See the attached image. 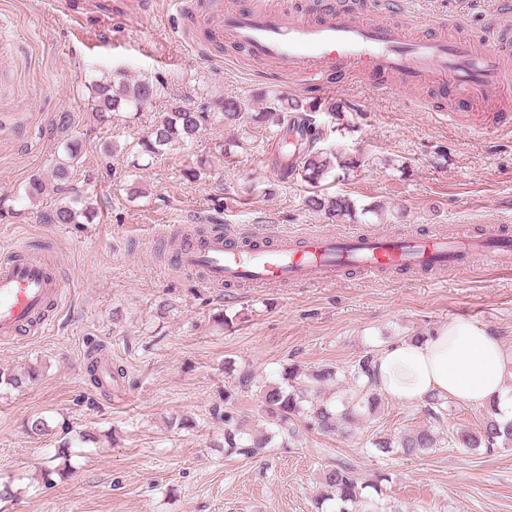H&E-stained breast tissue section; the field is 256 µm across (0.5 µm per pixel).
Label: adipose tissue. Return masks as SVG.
<instances>
[{
  "label": "adipose tissue",
  "instance_id": "1",
  "mask_svg": "<svg viewBox=\"0 0 512 512\" xmlns=\"http://www.w3.org/2000/svg\"><path fill=\"white\" fill-rule=\"evenodd\" d=\"M379 390L407 405L430 396L470 406L496 405L501 421L512 420V350L492 333L454 319L421 339L383 347L376 357Z\"/></svg>",
  "mask_w": 512,
  "mask_h": 512
}]
</instances>
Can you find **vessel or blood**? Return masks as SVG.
I'll list each match as a JSON object with an SVG mask.
<instances>
[{
  "label": "vessel or blood",
  "instance_id": "b4317fda",
  "mask_svg": "<svg viewBox=\"0 0 512 512\" xmlns=\"http://www.w3.org/2000/svg\"><path fill=\"white\" fill-rule=\"evenodd\" d=\"M382 2L379 19L341 0H321L315 10H286L273 0H203L199 12L193 0H173L178 16L194 17L198 35L188 38V47L203 40L236 46L268 75L297 76L319 95L342 68L384 76L387 95L429 87L448 100L449 118L476 137L512 125V0H500L490 43L461 24L449 33L417 32L399 19L405 0ZM474 254L497 269L512 264V230L489 224L470 235L311 231L294 237L219 227L185 238L175 251L178 270L218 291L245 282L330 285L351 267L369 277L385 269L419 273L463 265ZM65 299L62 280L32 244H13L0 255L1 344L48 332L50 308Z\"/></svg>",
  "mask_w": 512,
  "mask_h": 512
}]
</instances>
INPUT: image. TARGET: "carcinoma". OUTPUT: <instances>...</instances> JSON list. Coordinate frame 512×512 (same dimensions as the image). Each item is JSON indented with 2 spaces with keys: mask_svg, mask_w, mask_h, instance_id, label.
<instances>
[{
  "mask_svg": "<svg viewBox=\"0 0 512 512\" xmlns=\"http://www.w3.org/2000/svg\"><path fill=\"white\" fill-rule=\"evenodd\" d=\"M160 86V80L155 77L144 76L129 81L121 77L102 76L90 83L92 111L96 120L104 125H120L131 113H138L150 104L158 96ZM316 112V104L282 92L264 96L263 107L259 109L247 101L232 97L221 100L215 109L202 105L187 107L176 102L151 125L145 136L121 147L114 142L107 143L104 150L108 153L125 151L136 159L143 156L159 159L168 153L186 149L201 132L216 124L236 127L246 135V127L259 123L277 135L288 133V122L296 119L314 128L316 137L309 143L282 140L283 148L300 155V163L297 167L280 166V179L298 178L316 188L341 167L336 149L322 145L336 131V127L327 130L319 125ZM82 152V140L72 137L65 144L62 156L55 160L52 178L57 188L68 192L69 196L44 216L49 224H80L92 213L90 203L69 186ZM305 204L315 212L348 221L357 219L360 212H371L369 208L358 209L356 202L345 195L331 196L318 191L307 196ZM374 361L375 355L367 354L356 360L348 370L346 383L354 397L344 403L340 410L324 400H317L309 407L302 408L306 387L336 385L341 371L333 365H324L308 372L291 366L284 372L282 381L261 387L256 386L250 370L237 371L231 385L224 390L222 405L213 408L216 418L224 422V447L232 454L252 458L271 446L274 434L243 430L235 410L239 397L253 390L261 394V418L269 425L283 429L292 421V417L303 412L309 427L318 432L330 436L347 431L358 422L360 410L375 414L381 408L382 394L375 381ZM449 411L451 406L444 400L430 398L425 402V412L434 421L443 420ZM446 440L425 425L412 428L395 438L378 437L372 444L386 453L396 451L405 456H417L441 447ZM449 440L455 447L469 451L481 448L486 453L498 449L509 450L512 448V421L500 423L496 410L490 408L474 427L457 429ZM368 487L378 490L376 485L362 482L352 466L338 464L323 473L319 483L321 491L315 497V508L320 510L326 502L335 500L340 503L338 512H352L354 507L366 510L371 507L370 499L364 494Z\"/></svg>",
  "mask_w": 512,
  "mask_h": 512,
  "instance_id": "1",
  "label": "carcinoma"
}]
</instances>
